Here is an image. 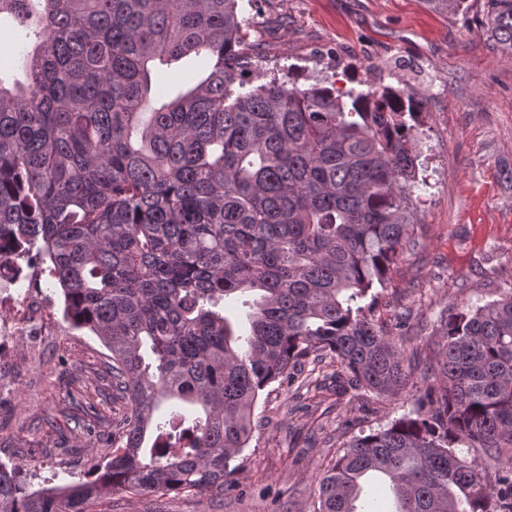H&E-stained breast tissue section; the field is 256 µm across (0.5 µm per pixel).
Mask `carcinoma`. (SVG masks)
<instances>
[{"label":"carcinoma","mask_w":512,"mask_h":512,"mask_svg":"<svg viewBox=\"0 0 512 512\" xmlns=\"http://www.w3.org/2000/svg\"><path fill=\"white\" fill-rule=\"evenodd\" d=\"M238 2L0 0L35 37L26 81L0 78V266L47 264L127 406L92 480L31 491L0 461V512H89L106 489L222 496L272 383L327 359L354 391L408 385L404 335L374 302L412 240L420 105L253 84ZM482 25L512 55V0H484ZM188 56L205 76L156 101L153 69ZM244 293L242 335L224 301ZM441 329L410 411L342 443L313 512H354L375 473L396 512H512V281Z\"/></svg>","instance_id":"carcinoma-1"}]
</instances>
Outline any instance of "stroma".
<instances>
[{
  "mask_svg": "<svg viewBox=\"0 0 512 512\" xmlns=\"http://www.w3.org/2000/svg\"><path fill=\"white\" fill-rule=\"evenodd\" d=\"M250 21L241 46L253 74L323 75L337 87L392 86L422 102L416 137L425 185L413 215V243L380 291L377 312L401 326L411 365L401 396L378 399L327 382L331 364H317L322 390L300 380L275 382L254 410L255 429L237 475L241 492L132 496L107 492L102 512H312L318 474L338 451L346 424L379 428L407 413L434 362L439 327L459 301L496 299L512 280V56L502 55L480 23L479 5L449 12L440 0H243ZM24 32L0 23V77L23 76ZM197 77L194 60L160 67L156 100ZM43 305L40 335L0 338V460L24 463L32 488L85 481L112 453V423L126 410L106 399L109 352L63 316L51 278L31 285ZM90 399L101 418L97 434L74 399Z\"/></svg>",
  "mask_w": 512,
  "mask_h": 512,
  "instance_id": "obj_1",
  "label": "stroma"
}]
</instances>
